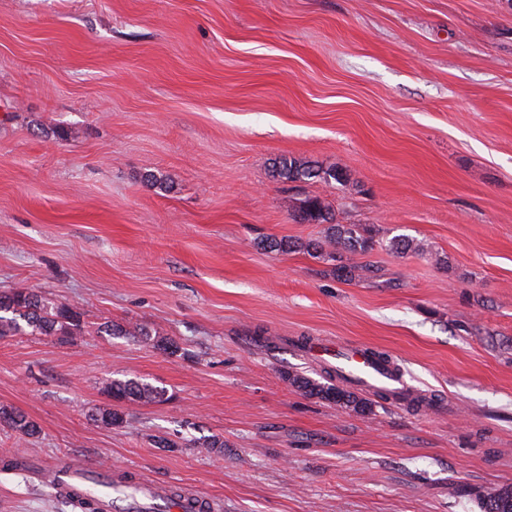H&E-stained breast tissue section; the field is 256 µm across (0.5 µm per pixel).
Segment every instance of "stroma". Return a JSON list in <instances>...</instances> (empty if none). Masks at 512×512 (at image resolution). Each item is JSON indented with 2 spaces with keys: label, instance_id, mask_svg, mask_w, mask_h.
Segmentation results:
<instances>
[{
  "label": "stroma",
  "instance_id": "stroma-1",
  "mask_svg": "<svg viewBox=\"0 0 512 512\" xmlns=\"http://www.w3.org/2000/svg\"><path fill=\"white\" fill-rule=\"evenodd\" d=\"M308 195L422 249L337 280L293 218ZM28 288L84 333L0 339V407L40 428L0 425V458L213 512H480L512 485V0H0V291ZM314 338L389 355L444 412L305 395L284 373L321 377ZM131 378L165 401L96 422ZM0 512L72 509L24 468ZM275 172L278 177L288 182H305L311 178H319L327 183L331 180L337 182L346 181V177L334 169H314L305 162L299 161L295 158H284L278 161ZM2 423L28 437H34L39 433V426L33 420L20 412L6 408L0 409V424ZM68 465L49 466V474H53L54 484L58 487L56 489L67 488L68 486L78 485L81 492H84L83 485L78 483L77 480L81 479V472H84L87 467L80 459H73ZM137 493L150 501L149 507L160 512H182L181 504L179 499H173L171 495H165L164 491L157 488L155 484H146Z\"/></svg>",
  "mask_w": 512,
  "mask_h": 512
}]
</instances>
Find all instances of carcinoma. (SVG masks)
<instances>
[{
    "label": "carcinoma",
    "mask_w": 512,
    "mask_h": 512,
    "mask_svg": "<svg viewBox=\"0 0 512 512\" xmlns=\"http://www.w3.org/2000/svg\"><path fill=\"white\" fill-rule=\"evenodd\" d=\"M275 172L288 182H304L319 178L325 182L344 181L346 177L334 169H314L295 158L278 161ZM294 220L302 224H324V235L305 244L307 252L313 256L333 263V271L340 281L351 282L368 270L364 265L353 262L355 256H365L378 247L405 254L420 251L422 246L405 237H394L388 245L375 239L373 229L365 224H338L334 214L317 197L303 200L294 214ZM45 336H58L71 341L82 335L84 329L83 313L68 303H55L35 289L17 290L0 293V336H15L24 331V327ZM110 336H148L150 332L139 327L130 330L122 324L110 323L104 326ZM292 386L304 394L317 397L341 408L358 414L373 412L375 402L362 394L332 383H322L299 374H288ZM104 393L112 400L127 403H157L164 400L165 391L148 383L137 380H114L105 388ZM6 424L12 430L33 437L39 433V426L24 414L0 409V424ZM81 512H100L98 501L85 494L74 491L60 492ZM481 512H512V487L494 489L481 495Z\"/></svg>",
    "instance_id": "cac0c4a2"
}]
</instances>
